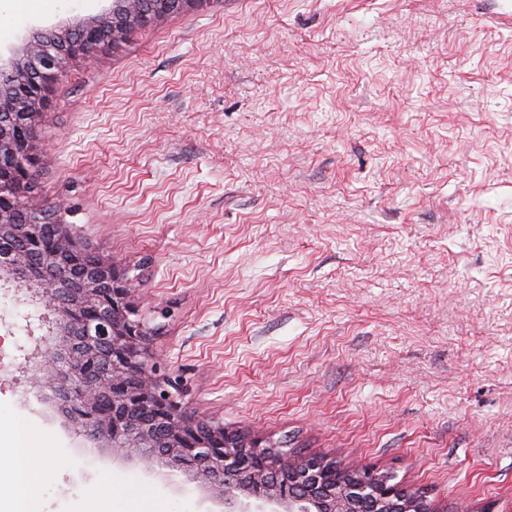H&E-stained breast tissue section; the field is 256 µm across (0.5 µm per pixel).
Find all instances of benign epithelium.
<instances>
[{
    "label": "benign epithelium",
    "instance_id": "1",
    "mask_svg": "<svg viewBox=\"0 0 512 512\" xmlns=\"http://www.w3.org/2000/svg\"><path fill=\"white\" fill-rule=\"evenodd\" d=\"M24 41L0 63V278L27 287L55 314L35 352L30 384L66 408L74 434L112 450V465H137L175 493H201L203 512H438L418 491L369 466L336 481V462L283 456L258 438L197 420L162 388L148 364L147 332L135 318L133 285L98 257L81 277L68 260L72 234L21 220L20 195L36 163L33 127L52 86L83 55L159 24L204 0H108Z\"/></svg>",
    "mask_w": 512,
    "mask_h": 512
}]
</instances>
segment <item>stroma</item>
<instances>
[{
	"mask_svg": "<svg viewBox=\"0 0 512 512\" xmlns=\"http://www.w3.org/2000/svg\"><path fill=\"white\" fill-rule=\"evenodd\" d=\"M101 0H0V55ZM30 204L133 280L195 418L512 512V0H206L49 94ZM0 281V512H198L89 461ZM11 455L17 479V508L23 510L24 506H28L34 488L37 486L36 482L42 475L33 464L29 448H25L21 442L16 448H12Z\"/></svg>",
	"mask_w": 512,
	"mask_h": 512,
	"instance_id": "35a3bbf8",
	"label": "stroma"
}]
</instances>
